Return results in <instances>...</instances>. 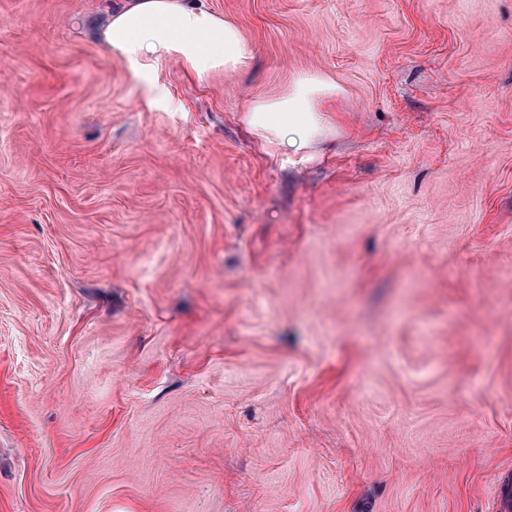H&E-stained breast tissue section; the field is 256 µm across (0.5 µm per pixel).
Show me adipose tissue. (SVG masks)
<instances>
[{
  "mask_svg": "<svg viewBox=\"0 0 512 512\" xmlns=\"http://www.w3.org/2000/svg\"><path fill=\"white\" fill-rule=\"evenodd\" d=\"M101 46L123 53L132 64L174 55L196 76L246 66L249 51L240 30L202 9L197 0H123L99 33ZM328 81L299 79L284 96L251 102L242 120L272 149L304 150L324 136L328 123L317 107L319 97L334 93Z\"/></svg>",
  "mask_w": 512,
  "mask_h": 512,
  "instance_id": "adipose-tissue-1",
  "label": "adipose tissue"
}]
</instances>
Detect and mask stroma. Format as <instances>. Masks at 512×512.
I'll return each instance as SVG.
<instances>
[{"label": "stroma", "instance_id": "stroma-1", "mask_svg": "<svg viewBox=\"0 0 512 512\" xmlns=\"http://www.w3.org/2000/svg\"><path fill=\"white\" fill-rule=\"evenodd\" d=\"M119 2L0 0V512H497L512 0H201L247 66L152 86ZM336 92V87L316 77L299 79L290 92L279 98L256 99L243 114L247 128L267 146L296 148L311 147L330 129L318 109V98Z\"/></svg>", "mask_w": 512, "mask_h": 512}]
</instances>
